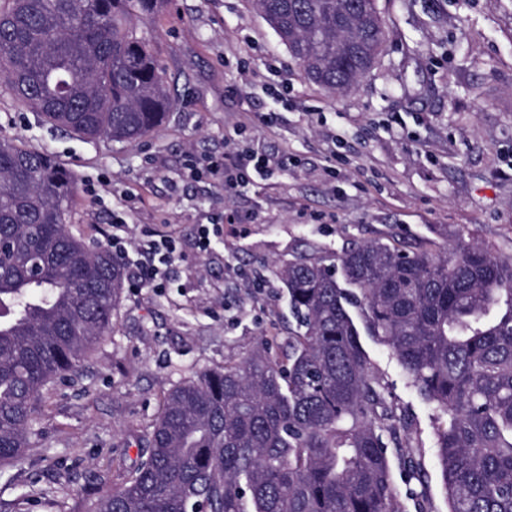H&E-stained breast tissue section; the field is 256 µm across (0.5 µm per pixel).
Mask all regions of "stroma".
<instances>
[{"mask_svg":"<svg viewBox=\"0 0 512 512\" xmlns=\"http://www.w3.org/2000/svg\"><path fill=\"white\" fill-rule=\"evenodd\" d=\"M386 37L351 90L309 81L253 0H169L153 22L175 106L131 143L87 141L0 93V137L69 169L73 234L107 245L149 230L175 241L168 288H126L112 331L79 375L36 400L22 459L0 467V512H95L146 448L168 390L239 364L295 329L277 270L372 240L418 251L457 238L512 257V0H376ZM288 153V170L227 194L193 162L236 144ZM244 223L233 235L230 221ZM212 224L211 247L196 248ZM261 279L251 288L248 277ZM399 435L427 473L416 500L400 466L399 512H448L437 417L395 356L364 338Z\"/></svg>","mask_w":512,"mask_h":512,"instance_id":"35a3bbf8","label":"stroma"}]
</instances>
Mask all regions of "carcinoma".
Segmentation results:
<instances>
[{
    "label": "carcinoma",
    "mask_w": 512,
    "mask_h": 512,
    "mask_svg": "<svg viewBox=\"0 0 512 512\" xmlns=\"http://www.w3.org/2000/svg\"><path fill=\"white\" fill-rule=\"evenodd\" d=\"M168 0H0V88L87 140H136L173 108L154 50ZM308 79L354 86L385 39L375 0H256ZM76 186L50 156L0 138V466L19 460L35 397L112 327L123 263L68 224ZM296 328L174 385L144 458L96 512H395L393 411L361 331L438 412L448 512H512V258L458 236L445 251L381 241L277 270ZM405 476L424 482L402 452Z\"/></svg>",
    "instance_id": "carcinoma-1"
}]
</instances>
